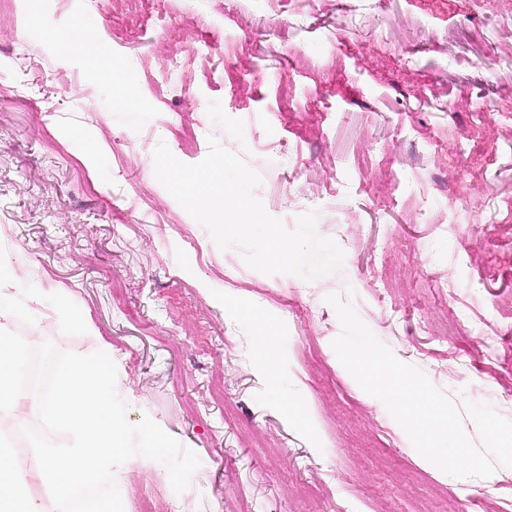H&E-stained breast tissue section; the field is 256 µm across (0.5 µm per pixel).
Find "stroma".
<instances>
[{
  "mask_svg": "<svg viewBox=\"0 0 512 512\" xmlns=\"http://www.w3.org/2000/svg\"><path fill=\"white\" fill-rule=\"evenodd\" d=\"M511 14L512 0H15L0 15V238L42 293L25 301L34 323L6 326L111 352L129 420L150 416L201 462L180 494L159 462L118 466L125 512H498L512 497V467L459 479L417 453L339 361L326 301L456 405L512 419V223L485 228L487 203L512 208V69L496 64ZM474 128L485 175L461 200ZM212 137L287 228L317 211L344 252L335 273L250 268L157 181L158 142L195 164ZM51 293L86 334L61 332ZM254 314L278 328L272 374Z\"/></svg>",
  "mask_w": 512,
  "mask_h": 512,
  "instance_id": "35a3bbf8",
  "label": "stroma"
}]
</instances>
